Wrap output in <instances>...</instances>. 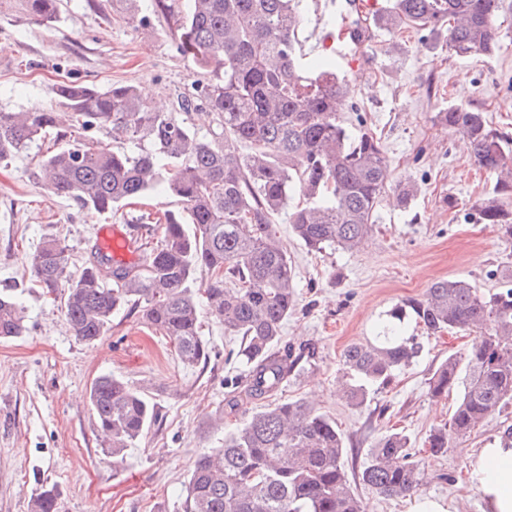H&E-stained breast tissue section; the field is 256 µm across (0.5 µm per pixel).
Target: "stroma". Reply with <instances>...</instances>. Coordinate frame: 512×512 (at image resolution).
I'll use <instances>...</instances> for the list:
<instances>
[{
  "label": "stroma",
  "instance_id": "stroma-1",
  "mask_svg": "<svg viewBox=\"0 0 512 512\" xmlns=\"http://www.w3.org/2000/svg\"><path fill=\"white\" fill-rule=\"evenodd\" d=\"M124 22L125 0H64L59 22H36L17 0H0V108L44 106L61 112L52 91L70 80L107 86L135 84L151 105L171 108L195 75L178 53L161 20ZM352 21L349 0H312L300 33L305 52L320 51L324 23ZM499 48L486 58L451 55L444 40L405 29L398 36L371 28L361 46H340L341 75L356 89L354 105H342L346 123L363 116L382 135L393 183L417 192L409 208L382 206L365 249L311 252L287 224L276 234L296 271V308L283 328L292 352H307L281 400L305 398L332 415L347 446L345 465L357 477L369 450L390 429L421 447L429 431L449 421L456 394L433 398L428 380L449 355L465 352L475 331L424 337L415 363L397 373L364 406L348 405L336 391L343 352L372 336L394 305L420 297L442 278L497 288L500 269L512 267V240L481 224L475 204L492 192L493 178L462 150L461 138L437 119L449 106L486 113L493 126L512 135V0H503ZM29 158L0 165V288L11 286L24 307L23 336L0 339V512H28L39 482L56 485L57 512H176L189 473L204 449L219 446L226 431L263 409V402L230 410L227 402L242 367L236 337L206 321L211 347L205 366L187 367L168 337L148 328L138 314L120 311L106 334L88 344L70 331L59 302L34 288L29 258L43 238L68 247L71 275H79L100 224H131L125 208L107 216L81 210L48 195L32 175ZM115 375L144 386L159 420L120 463L104 442L89 403L92 382ZM512 425V406L494 413L471 437L453 441L447 453L422 454V495L453 512H481L469 478L476 449Z\"/></svg>",
  "mask_w": 512,
  "mask_h": 512
}]
</instances>
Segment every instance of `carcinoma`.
I'll return each instance as SVG.
<instances>
[{"mask_svg":"<svg viewBox=\"0 0 512 512\" xmlns=\"http://www.w3.org/2000/svg\"><path fill=\"white\" fill-rule=\"evenodd\" d=\"M41 23L59 20L62 0H20ZM501 0H395L362 18L397 33L405 28L446 36L461 58L489 56L498 47ZM172 42L200 78L176 94L168 112L149 106L136 86L106 88L62 81L54 87L67 111L0 109V163L25 153L40 157L34 177L48 193L98 214H117L153 193L180 204L156 217H136L134 263L100 251L76 277L66 274L67 246L46 237L30 258L32 280L60 300L80 341L104 335L122 308L167 336L186 366L206 364L210 348L201 307L241 339L237 355L245 381L230 406L270 399L294 375L301 357L278 349L295 307V268L275 224L288 213L291 233L316 252L356 253L373 233L390 181L381 136L350 133L337 113L354 96L329 54L312 58L298 38L309 0H150ZM195 112L214 127L199 133ZM437 121L465 136L476 164L495 178L478 205L479 222L512 239V138L479 110L449 106ZM112 135L104 151L89 136ZM393 202L406 207L413 184L399 183ZM207 279L197 283L198 271ZM427 334L478 328L471 349L440 364L428 392L459 396L449 423L430 431L433 454L452 438L470 436L512 403V269L502 285L483 291L466 280L440 279L395 306L375 336L344 352L339 392L352 406L369 388L387 387L422 352L406 320ZM25 331L23 308L0 290V338ZM89 401L115 461L158 420L148 394L127 381L96 379ZM345 439L336 421L303 399L274 401L224 436V447L194 462L180 512H366L345 467ZM359 482L384 497L420 491L419 463L402 433H387L369 450ZM54 486L42 484L28 512H56Z\"/></svg>","mask_w":512,"mask_h":512,"instance_id":"cac0c4a2","label":"carcinoma"}]
</instances>
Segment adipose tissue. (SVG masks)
I'll use <instances>...</instances> for the list:
<instances>
[{"mask_svg": "<svg viewBox=\"0 0 512 512\" xmlns=\"http://www.w3.org/2000/svg\"><path fill=\"white\" fill-rule=\"evenodd\" d=\"M471 484L485 504L483 512H512V440L497 437L478 449Z\"/></svg>", "mask_w": 512, "mask_h": 512, "instance_id": "ef3b65f1", "label": "adipose tissue"}]
</instances>
